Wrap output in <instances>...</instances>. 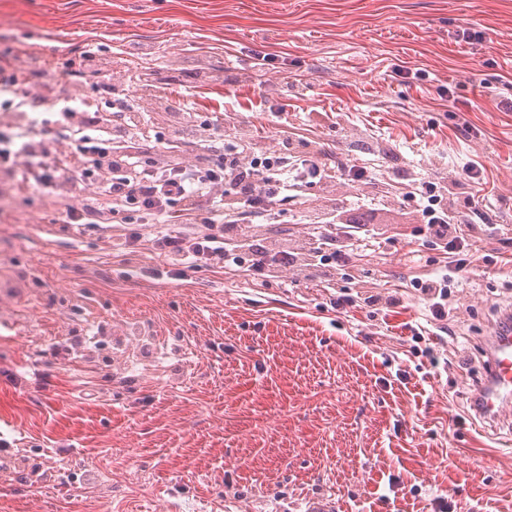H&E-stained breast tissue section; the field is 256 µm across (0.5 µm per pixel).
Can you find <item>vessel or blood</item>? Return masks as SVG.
<instances>
[{
  "instance_id": "1",
  "label": "vessel or blood",
  "mask_w": 512,
  "mask_h": 512,
  "mask_svg": "<svg viewBox=\"0 0 512 512\" xmlns=\"http://www.w3.org/2000/svg\"><path fill=\"white\" fill-rule=\"evenodd\" d=\"M487 375L480 386L475 413L495 421L512 404V311H505L487 338Z\"/></svg>"
}]
</instances>
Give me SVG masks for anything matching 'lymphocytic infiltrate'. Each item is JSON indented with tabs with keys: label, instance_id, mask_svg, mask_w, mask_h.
Wrapping results in <instances>:
<instances>
[{
	"label": "lymphocytic infiltrate",
	"instance_id": "lymphocytic-infiltrate-1",
	"mask_svg": "<svg viewBox=\"0 0 512 512\" xmlns=\"http://www.w3.org/2000/svg\"><path fill=\"white\" fill-rule=\"evenodd\" d=\"M118 111L136 112L123 88L107 86ZM137 117L109 137L113 170L103 176L99 158L88 145V136H80L76 148L84 157L83 168L72 167L60 160L51 164L35 159L30 142L0 149V167L19 169L22 182L44 190L65 182L84 189L96 186V194L110 206L112 221L127 225L124 248L130 249L140 240L134 226L137 218L157 217L162 233L155 245L172 265L184 268L203 264H249L254 273H262L269 257L267 249L244 238L240 220L255 214L264 223H274L278 207L290 196H301L309 179L328 178L330 167L315 153L297 150L289 136H281L276 145L255 149L241 139H225L219 122L202 124L194 144V160H187L181 139L172 137L166 150L169 162L155 158L152 146L153 128L149 113L136 112ZM402 197L420 217L413 233L423 237L440 255H455L456 270L477 262L470 243L471 226L464 212L449 208L444 187L435 182L410 178ZM323 229L307 241L303 255L280 250V267L290 268L298 258L321 265L344 268L354 253V243L369 238L371 230L365 215H352L342 222L333 211L316 218Z\"/></svg>",
	"mask_w": 512,
	"mask_h": 512
}]
</instances>
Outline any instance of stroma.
I'll return each instance as SVG.
<instances>
[{
    "label": "stroma",
    "mask_w": 512,
    "mask_h": 512,
    "mask_svg": "<svg viewBox=\"0 0 512 512\" xmlns=\"http://www.w3.org/2000/svg\"><path fill=\"white\" fill-rule=\"evenodd\" d=\"M89 50L115 61L93 99L153 72L227 136L270 147L285 127L367 170L286 204L285 242L250 224L263 245L300 250L323 208H372L377 235L332 273L180 276L152 220L132 257L111 225L68 223L93 188L16 193L0 207V512H512V419L471 408L512 308V0H0V63L57 80ZM473 163L483 181L459 179ZM408 177L474 197L491 258L441 323L411 286L445 260L412 233ZM391 294L392 312L365 303Z\"/></svg>",
    "instance_id": "1"
}]
</instances>
